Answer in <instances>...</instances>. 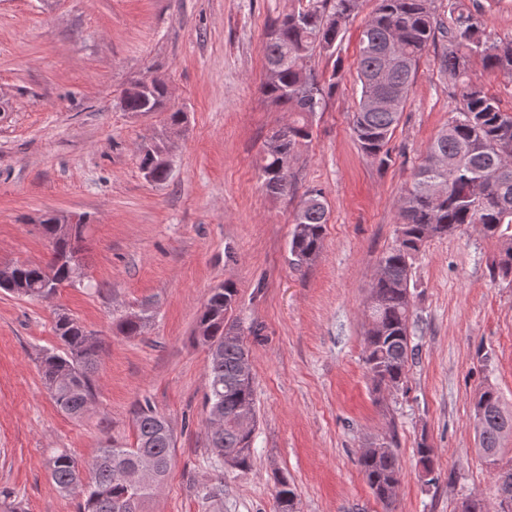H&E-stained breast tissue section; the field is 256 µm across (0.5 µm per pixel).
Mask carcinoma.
Masks as SVG:
<instances>
[{"instance_id": "carcinoma-1", "label": "carcinoma", "mask_w": 512, "mask_h": 512, "mask_svg": "<svg viewBox=\"0 0 512 512\" xmlns=\"http://www.w3.org/2000/svg\"><path fill=\"white\" fill-rule=\"evenodd\" d=\"M294 9L271 28L265 44L266 80L263 93L282 111L296 116L272 133L260 160L263 186L272 195L292 188L284 157L291 156L312 136L311 118L324 111L336 90L338 70L319 83L308 73L307 60L333 55L343 28L357 13L360 0H295ZM478 0H448L449 17L436 15L433 0H378L377 8L359 38L357 78L360 95L353 113L352 131L361 150L385 164L421 58L436 40L448 44L439 58L440 71L459 83L460 105L448 126L431 140L424 162L414 171L399 214L395 244L381 257L379 274L370 285L366 304L369 324L364 336L365 365L374 391L400 389L407 383L409 360L416 346L410 340L411 283L414 256L435 237L453 236L471 228L497 244L489 263L494 280L512 281V113L469 78L471 59L488 71L512 74V38L491 41L479 20ZM125 112H165L172 125L186 113L169 104L166 82L151 79L150 89L132 87L120 101ZM144 177L163 183L171 174V160L163 144L139 149ZM329 221L322 192L310 190L294 213L288 243L293 264L311 267L320 256ZM40 233L51 250L50 261L14 263L0 274V288L18 296L38 298L43 287L59 291L75 283V262H83L87 219L79 217L67 231L47 213L39 218ZM237 288L227 280L212 289L197 318L195 338L209 353V414L224 416V427L207 422L209 447L219 460L232 454V467L251 469L252 437L256 422L253 381L241 366L248 349L245 332L234 317ZM147 318L126 314L113 321L123 336H137ZM60 349L41 361L44 380L58 409L71 417L91 406V374L103 357L102 344L74 317L60 313L55 321ZM474 420L484 452L500 451L512 435V413L506 411L495 387L481 388L474 401ZM135 442L106 445L89 463L91 482L83 483L76 460L67 452L53 454L48 468L61 493L83 489L81 512H141L144 501L165 480L173 460L174 441L166 419L145 403L136 412ZM428 481L435 473L434 448L423 438L415 448ZM144 454L155 465L144 485L129 488L123 468H134ZM375 499L391 510L401 483L402 466L394 450L374 444L358 458ZM296 489L288 480L276 491L278 512H296Z\"/></svg>"}]
</instances>
